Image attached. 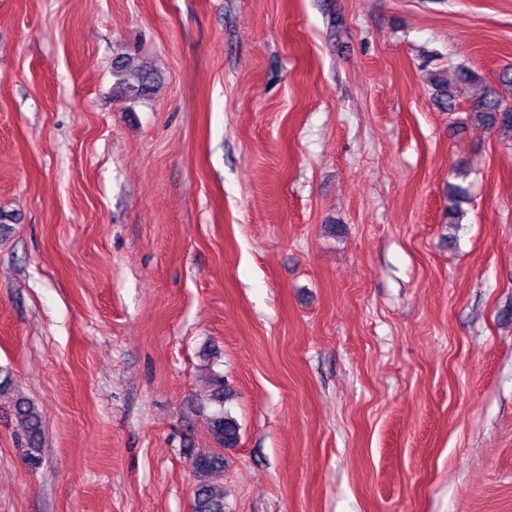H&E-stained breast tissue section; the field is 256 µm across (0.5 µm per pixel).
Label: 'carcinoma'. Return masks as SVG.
<instances>
[{
  "label": "carcinoma",
  "mask_w": 512,
  "mask_h": 512,
  "mask_svg": "<svg viewBox=\"0 0 512 512\" xmlns=\"http://www.w3.org/2000/svg\"><path fill=\"white\" fill-rule=\"evenodd\" d=\"M428 74L435 89L436 104L448 112H454L460 106V97L466 89L483 83V76L468 67L457 68L451 83L442 69L430 70ZM112 77L115 87L120 89V97L129 102L151 98L160 84L157 72L136 64V57L128 52L116 56ZM467 114L497 135L512 138V102L506 101L495 91L483 88ZM467 193V187L462 184L448 187V223L459 222L461 203L465 202ZM228 396L224 376L219 372L211 373L205 397L214 409L205 416L204 424L214 447L193 457L192 467L200 480L195 486L192 512H224V490L218 483L224 477V449L237 447L240 439L237 420L224 411V401ZM12 408L18 437L25 448L24 459L29 467L36 469L41 463V414L28 398L19 393L12 397Z\"/></svg>",
  "instance_id": "carcinoma-1"
}]
</instances>
